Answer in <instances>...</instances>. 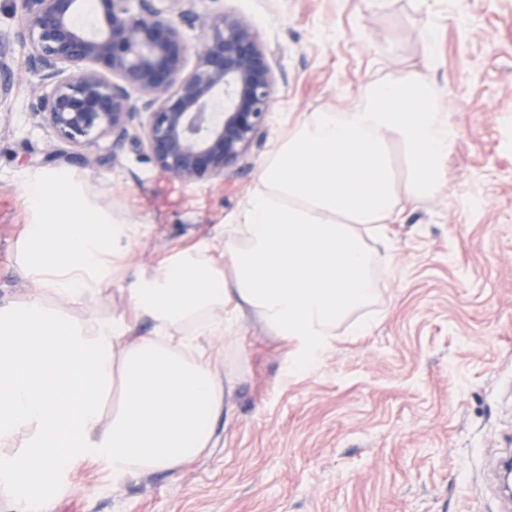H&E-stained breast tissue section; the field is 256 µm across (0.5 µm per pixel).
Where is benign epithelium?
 I'll list each match as a JSON object with an SVG mask.
<instances>
[{
  "label": "benign epithelium",
  "instance_id": "obj_1",
  "mask_svg": "<svg viewBox=\"0 0 512 512\" xmlns=\"http://www.w3.org/2000/svg\"><path fill=\"white\" fill-rule=\"evenodd\" d=\"M97 0V21L77 23L83 0H21L29 66L41 74L35 114L84 166L98 140L141 146L160 171L186 184L222 181L264 142L272 108V53L248 19L200 17L193 0ZM203 41L188 63L182 24ZM17 71L0 58V105Z\"/></svg>",
  "mask_w": 512,
  "mask_h": 512
}]
</instances>
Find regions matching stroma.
<instances>
[{
    "label": "stroma",
    "mask_w": 512,
    "mask_h": 512,
    "mask_svg": "<svg viewBox=\"0 0 512 512\" xmlns=\"http://www.w3.org/2000/svg\"><path fill=\"white\" fill-rule=\"evenodd\" d=\"M246 17L275 48L266 141L223 181L187 185L111 139L86 167L44 155L39 75L19 0H0L6 58L20 69L0 106V298L36 293L14 249L28 222L24 177L69 171L87 196L141 228L112 284L78 316L125 312L135 274L173 251L221 247L262 161L304 113L352 108L362 88L412 67L457 127L449 180L411 204L393 242L371 243L373 296L336 329L317 365L293 369L257 317L212 337L224 415L213 448L180 474L113 482L86 466L52 512H494L487 468L512 448V0H195ZM480 207L467 203L471 192Z\"/></svg>",
    "instance_id": "obj_1"
}]
</instances>
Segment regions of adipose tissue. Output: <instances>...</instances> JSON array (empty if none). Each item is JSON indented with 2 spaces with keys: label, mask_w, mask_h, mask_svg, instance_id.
<instances>
[{
  "label": "adipose tissue",
  "mask_w": 512,
  "mask_h": 512,
  "mask_svg": "<svg viewBox=\"0 0 512 512\" xmlns=\"http://www.w3.org/2000/svg\"><path fill=\"white\" fill-rule=\"evenodd\" d=\"M455 137L419 70L366 85L348 111L306 113L262 164L222 251L198 243L138 274L119 316L73 310L118 274L137 225L83 198L75 175L30 173L15 262L39 288L0 300V499L30 512L49 507L51 489L81 466H107L119 481L175 473L206 453L224 382L197 356L202 341L251 313L288 344L295 367H312L372 294L367 238L389 240L395 214L447 183ZM144 321L151 334L138 333Z\"/></svg>",
  "instance_id": "1"
}]
</instances>
